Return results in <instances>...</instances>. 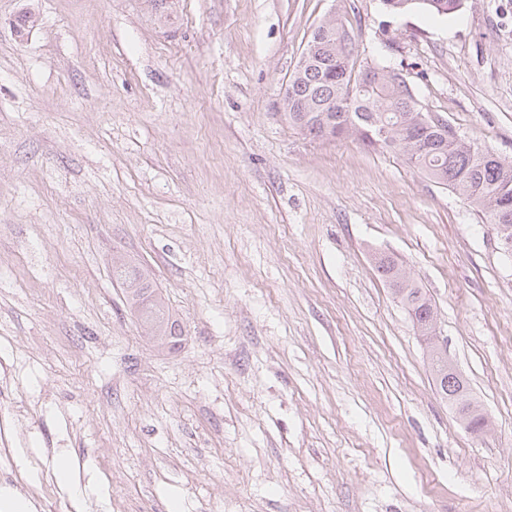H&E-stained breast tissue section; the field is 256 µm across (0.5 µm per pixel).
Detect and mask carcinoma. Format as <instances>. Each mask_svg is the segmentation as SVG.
Wrapping results in <instances>:
<instances>
[{
    "label": "carcinoma",
    "mask_w": 512,
    "mask_h": 512,
    "mask_svg": "<svg viewBox=\"0 0 512 512\" xmlns=\"http://www.w3.org/2000/svg\"><path fill=\"white\" fill-rule=\"evenodd\" d=\"M465 0H381L389 14L419 8L437 17L458 12ZM314 45L305 62L288 78L284 105L288 121L314 138L357 139L368 147L396 151L414 158L412 165L432 182L447 186L466 200L488 223L497 227L502 256L512 261V160L482 150L465 140L439 116L423 111L412 87L397 69L374 65V83L355 91V37L342 20L331 18L313 30ZM389 127V136L376 143L365 131ZM377 271L422 336L433 331L436 307L423 288L388 255L375 257ZM112 277L125 287L126 303L139 314L149 335L163 348L177 349L182 330L154 288L148 269L127 262H112ZM428 359L443 398L469 421L472 432L488 427L486 416L474 404L462 378L448 368L447 350L434 345Z\"/></svg>",
    "instance_id": "1"
}]
</instances>
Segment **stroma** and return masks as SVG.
<instances>
[{
	"mask_svg": "<svg viewBox=\"0 0 512 512\" xmlns=\"http://www.w3.org/2000/svg\"><path fill=\"white\" fill-rule=\"evenodd\" d=\"M328 17L512 159V0H0V489L33 512H512V265L403 156L289 123ZM380 252L436 305L486 433L438 393ZM116 257L152 269L178 350ZM380 2L389 14H400L419 8L434 16L448 18L463 7L465 0H381ZM112 277L125 287L127 305L139 314L155 342L168 350L177 349L183 341L182 330L154 288L148 269L113 259Z\"/></svg>",
	"mask_w": 512,
	"mask_h": 512,
	"instance_id": "stroma-1",
	"label": "stroma"
}]
</instances>
